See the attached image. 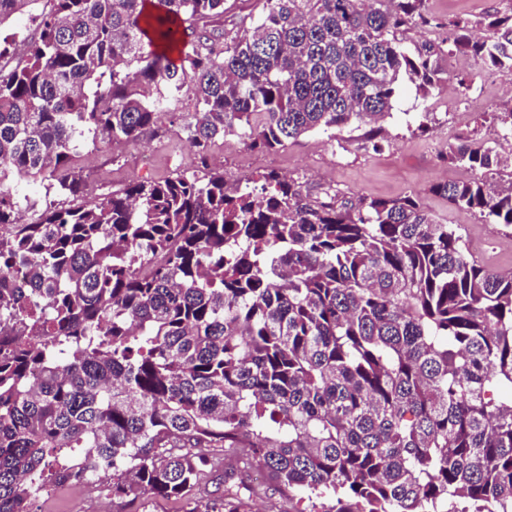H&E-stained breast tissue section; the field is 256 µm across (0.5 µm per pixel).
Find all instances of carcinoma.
Here are the masks:
<instances>
[{
	"instance_id": "1",
	"label": "carcinoma",
	"mask_w": 512,
	"mask_h": 512,
	"mask_svg": "<svg viewBox=\"0 0 512 512\" xmlns=\"http://www.w3.org/2000/svg\"><path fill=\"white\" fill-rule=\"evenodd\" d=\"M37 2L0 0V27L27 12L38 32L18 53L0 39V512L92 480L181 499L217 448L224 512L263 494L254 459L298 512H512V273L458 227L412 196L314 197L274 170L83 201L73 167L85 133L134 142L187 85L203 158L228 136L272 151L353 122L374 139L400 77L426 98L447 54L512 70V4L410 49L426 0H265L232 36L224 0ZM491 119L498 137L439 152L473 177L431 191L509 227L512 181L493 179L512 101ZM10 172L75 203L42 206Z\"/></svg>"
}]
</instances>
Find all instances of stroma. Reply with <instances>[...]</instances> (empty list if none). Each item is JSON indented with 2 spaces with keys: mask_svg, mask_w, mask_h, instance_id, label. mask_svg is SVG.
I'll list each match as a JSON object with an SVG mask.
<instances>
[{
  "mask_svg": "<svg viewBox=\"0 0 512 512\" xmlns=\"http://www.w3.org/2000/svg\"><path fill=\"white\" fill-rule=\"evenodd\" d=\"M452 60V66L443 67L442 81L429 97L417 94L410 81H402L378 141L367 140L364 129L349 125L304 134L266 155L229 137L212 147L209 163L223 168L231 180L270 167L300 178L314 195L336 190L348 196H413L436 222L458 225L477 260L512 271V228L459 210L431 191L435 183L471 176L465 168L440 162L433 143L472 131L485 113L512 100L511 71L488 68L461 53L453 54ZM473 96L479 97V108L468 114L465 123H458L457 109ZM193 109L192 90L187 87L170 97L157 127L146 130L138 141L113 144L88 138L78 161L80 174L93 192L108 193L136 178L162 181L198 172L196 151L183 130ZM187 508L182 500L146 496L132 504L115 503L89 485L57 487L37 505L38 512H186Z\"/></svg>",
  "mask_w": 512,
  "mask_h": 512,
  "instance_id": "1",
  "label": "stroma"
}]
</instances>
